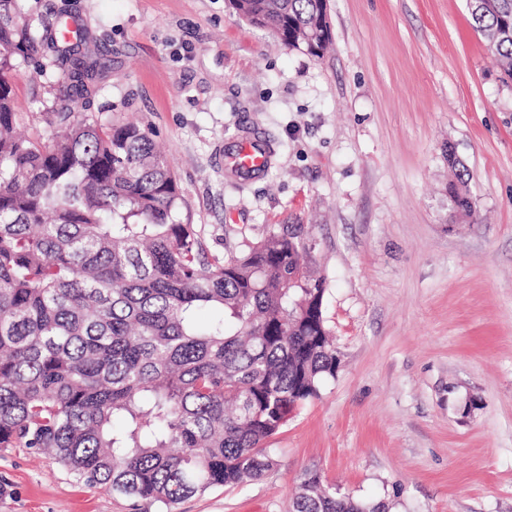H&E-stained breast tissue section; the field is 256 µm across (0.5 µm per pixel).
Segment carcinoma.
<instances>
[{
  "mask_svg": "<svg viewBox=\"0 0 512 512\" xmlns=\"http://www.w3.org/2000/svg\"><path fill=\"white\" fill-rule=\"evenodd\" d=\"M230 2L290 49L319 58L332 43L328 0ZM467 5L512 80V0ZM34 9L0 0V448L51 454L157 512L257 481L269 440L338 367L302 225L207 254L150 129L86 113L95 70ZM40 55L71 65L70 90L45 106L51 135L25 136L7 73ZM448 165V205L470 216L451 145ZM387 510L314 471L293 499V512Z\"/></svg>",
  "mask_w": 512,
  "mask_h": 512,
  "instance_id": "carcinoma-1",
  "label": "carcinoma"
}]
</instances>
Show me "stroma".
I'll list each match as a JSON object with an SVG mask.
<instances>
[{
  "label": "stroma",
  "instance_id": "35a3bbf8",
  "mask_svg": "<svg viewBox=\"0 0 512 512\" xmlns=\"http://www.w3.org/2000/svg\"><path fill=\"white\" fill-rule=\"evenodd\" d=\"M315 58L250 25L228 0H39L95 64L91 112L149 128L176 175L181 222L238 249L300 224L327 283L340 360L269 442L261 480L175 512H291L321 475L389 512H512V81L466 0H329ZM28 130L64 72L10 74ZM271 150L255 179L224 172L244 132ZM455 148L474 219L448 206ZM0 512H136L57 461L0 448Z\"/></svg>",
  "mask_w": 512,
  "mask_h": 512
}]
</instances>
